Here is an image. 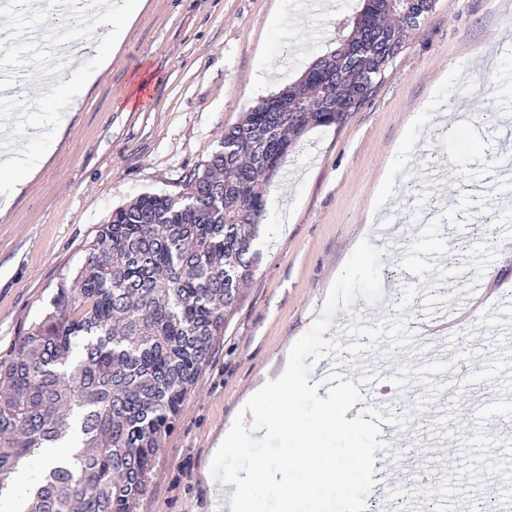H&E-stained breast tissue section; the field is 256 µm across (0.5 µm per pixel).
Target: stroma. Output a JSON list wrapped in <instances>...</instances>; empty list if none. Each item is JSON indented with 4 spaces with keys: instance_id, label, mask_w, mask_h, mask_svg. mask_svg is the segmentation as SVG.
Wrapping results in <instances>:
<instances>
[{
    "instance_id": "35a3bbf8",
    "label": "stroma",
    "mask_w": 512,
    "mask_h": 512,
    "mask_svg": "<svg viewBox=\"0 0 512 512\" xmlns=\"http://www.w3.org/2000/svg\"><path fill=\"white\" fill-rule=\"evenodd\" d=\"M297 3L146 0L115 54L98 42L82 60L84 72L100 74L85 95L60 91L51 73L39 86L51 99L46 112H31L23 97L0 110L20 159L37 162L20 194L0 181V365L113 209L146 192L177 194L243 112L336 49L343 21L363 6L340 0L331 20L312 27ZM471 77L484 96L467 97ZM452 90L479 122L438 135L412 125ZM511 126L512 0H437L373 96L342 126L306 132L264 186L259 269L158 450L137 512H213L205 469L244 472L282 455L276 430L225 459L212 448L287 356L303 376L347 359L342 381L299 402L308 416L321 400L343 403L356 431L332 438L338 457L359 444L367 456L380 452L353 391L372 364L403 407L390 456L414 446L392 493L463 506L487 498L495 473L512 469V454L485 431L491 421L512 424V302L501 301L512 293V223L496 225L486 248L459 198L484 169H512L502 146ZM394 207L409 212L407 234L387 245L369 215ZM479 282V305L456 333L409 339L411 314L463 306ZM354 334L369 347L352 344Z\"/></svg>"
}]
</instances>
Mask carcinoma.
Listing matches in <instances>:
<instances>
[{
  "mask_svg": "<svg viewBox=\"0 0 512 512\" xmlns=\"http://www.w3.org/2000/svg\"><path fill=\"white\" fill-rule=\"evenodd\" d=\"M406 0H374L310 76L242 113L176 195L112 210L44 317L0 369V490L39 448L79 449L45 476L26 512H136L154 455L254 279L266 210L260 186L313 127L339 126L403 48Z\"/></svg>",
  "mask_w": 512,
  "mask_h": 512,
  "instance_id": "1",
  "label": "carcinoma"
}]
</instances>
